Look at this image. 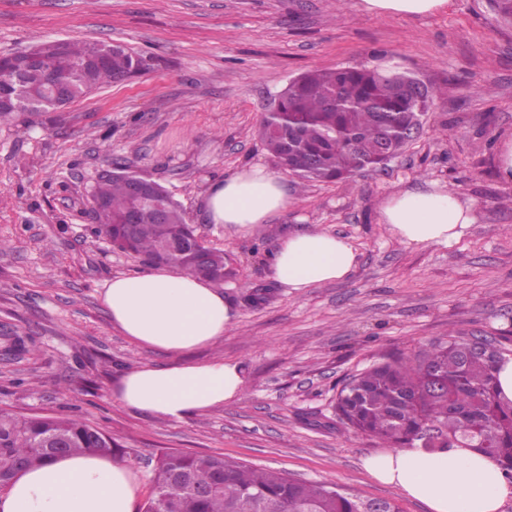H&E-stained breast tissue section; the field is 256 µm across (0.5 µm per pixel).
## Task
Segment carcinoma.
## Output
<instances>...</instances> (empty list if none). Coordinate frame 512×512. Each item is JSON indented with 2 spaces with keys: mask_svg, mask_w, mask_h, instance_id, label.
<instances>
[{
  "mask_svg": "<svg viewBox=\"0 0 512 512\" xmlns=\"http://www.w3.org/2000/svg\"><path fill=\"white\" fill-rule=\"evenodd\" d=\"M93 43L56 41L38 44L51 65L26 74L18 96L46 114L56 102L48 83L66 79L69 101L113 83L114 76L137 66L123 49L112 51L108 66L81 68ZM438 92L396 70L338 67L308 71L281 93L288 113L278 130L263 119L264 150L298 184L353 178L389 162L406 144L405 133L418 125ZM132 171L126 167L94 187L97 221L123 252L211 281L228 274L224 251L203 255L170 253L166 244L194 235L177 203L164 189L168 223L124 224L135 202L128 193ZM473 340L448 330L429 350L393 357L346 380L336 410L352 429L389 448H474L494 458L512 481V401L500 397L496 371L505 356L496 351H467ZM93 452L111 456L112 437L67 415L23 416L0 411V478L39 468L66 455ZM143 512H399L386 500L365 499L340 488L289 478L277 470L230 461L222 455L166 453L151 470L150 493Z\"/></svg>",
  "mask_w": 512,
  "mask_h": 512,
  "instance_id": "cac0c4a2",
  "label": "carcinoma"
}]
</instances>
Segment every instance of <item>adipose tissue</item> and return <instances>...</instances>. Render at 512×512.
<instances>
[{"label": "adipose tissue", "mask_w": 512, "mask_h": 512, "mask_svg": "<svg viewBox=\"0 0 512 512\" xmlns=\"http://www.w3.org/2000/svg\"><path fill=\"white\" fill-rule=\"evenodd\" d=\"M204 202L211 223L247 233L288 209L293 199L277 175L254 166L211 183ZM474 211L473 202L430 181L387 197L379 215L402 243L448 246L474 223ZM356 264L346 238L317 229L281 238L269 256L271 278L300 293L343 281ZM101 300L124 336L167 355L217 342L235 318L223 290L165 268L113 277ZM244 385L243 368L235 361L147 362L124 374L114 395L143 415L180 421L223 407ZM363 465L429 512H503L512 500V482L498 463L472 448H399L369 455ZM142 492L132 463L85 453L21 473L0 500V512H133Z\"/></svg>", "instance_id": "obj_1"}]
</instances>
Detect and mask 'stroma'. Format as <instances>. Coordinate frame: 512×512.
I'll return each instance as SVG.
<instances>
[{"label":"stroma","instance_id":"stroma-1","mask_svg":"<svg viewBox=\"0 0 512 512\" xmlns=\"http://www.w3.org/2000/svg\"><path fill=\"white\" fill-rule=\"evenodd\" d=\"M53 39L109 41L151 67L42 123H0V409L80 416L143 483L162 453L221 454L428 512L365 470L385 446L347 429L334 404L382 355L452 329L512 351V210L500 204L512 185L498 177L512 139V24L493 0L413 17L369 14L362 0H0V54ZM341 66H393L442 96L386 167L303 188L286 174L294 203L268 224L235 235L210 223L208 183L269 165L257 129L276 95ZM115 162L164 185L230 258L221 287L235 323L183 356L242 363L245 391L223 407L166 421L112 394L121 373L161 359L116 329L100 299L113 277L149 269L96 234L92 189ZM428 180L477 204L452 246L406 245L379 219L388 195ZM304 228L354 245L349 277L304 293L272 282L268 255Z\"/></svg>","mask_w":512,"mask_h":512}]
</instances>
